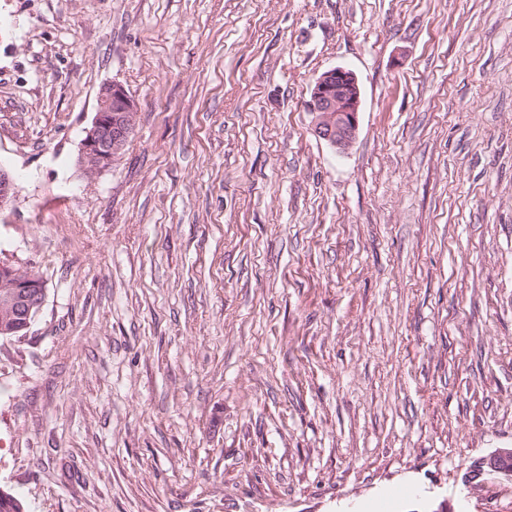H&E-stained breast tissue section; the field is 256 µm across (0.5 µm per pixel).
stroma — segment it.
I'll return each instance as SVG.
<instances>
[{
    "mask_svg": "<svg viewBox=\"0 0 512 512\" xmlns=\"http://www.w3.org/2000/svg\"><path fill=\"white\" fill-rule=\"evenodd\" d=\"M0 169L45 285L0 338L25 512H512L465 479L512 448V0H0ZM307 109L322 116L314 120L317 136L338 150H346L356 138L361 109V90L355 74L342 67L323 72L311 86ZM135 108L125 88L118 82L104 84L92 126L82 141V158L90 169L111 165L115 153L127 138L135 120Z\"/></svg>",
    "mask_w": 512,
    "mask_h": 512,
    "instance_id": "stroma-1",
    "label": "stroma"
}]
</instances>
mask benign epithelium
I'll list each match as a JSON object with an SVG mask.
<instances>
[{
  "label": "benign epithelium",
  "instance_id": "1",
  "mask_svg": "<svg viewBox=\"0 0 512 512\" xmlns=\"http://www.w3.org/2000/svg\"><path fill=\"white\" fill-rule=\"evenodd\" d=\"M307 109L315 115L314 131L338 150L347 149L358 131L361 90L355 74L336 67L323 72L310 89ZM135 120V108L125 88L117 82L104 84L98 93V106L92 126L82 141V158L91 169H103L112 164L114 154L123 145ZM45 297L42 282L30 273L0 262V320L3 324L30 327L40 311ZM512 475V450L502 449L476 463L469 471L476 481L485 474Z\"/></svg>",
  "mask_w": 512,
  "mask_h": 512
}]
</instances>
